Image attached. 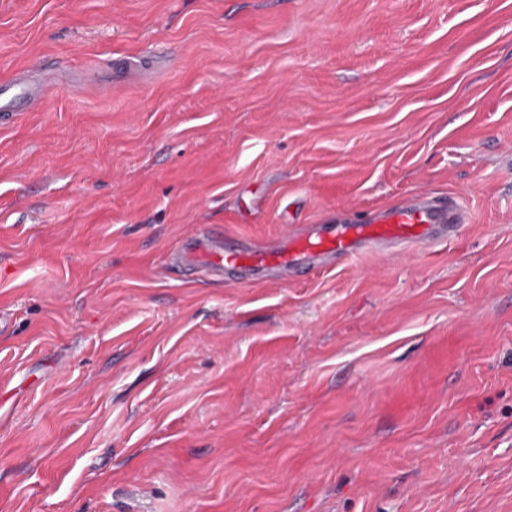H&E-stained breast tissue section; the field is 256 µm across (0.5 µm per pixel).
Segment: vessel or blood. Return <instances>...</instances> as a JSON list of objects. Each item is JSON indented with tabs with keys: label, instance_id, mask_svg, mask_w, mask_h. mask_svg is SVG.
<instances>
[{
	"label": "vessel or blood",
	"instance_id": "b4317fda",
	"mask_svg": "<svg viewBox=\"0 0 512 512\" xmlns=\"http://www.w3.org/2000/svg\"><path fill=\"white\" fill-rule=\"evenodd\" d=\"M34 71L37 81L22 74L0 86V110L27 111L59 82L54 70L38 65ZM470 221L469 210L457 200L439 202L421 194L364 222L304 225L300 233L286 236L273 248L230 245L222 233L199 231L182 239L169 260L182 275H229L241 285L263 279L285 281L300 273L333 269L338 261L363 252L386 253L449 240Z\"/></svg>",
	"mask_w": 512,
	"mask_h": 512
}]
</instances>
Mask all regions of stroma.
I'll return each instance as SVG.
<instances>
[{"instance_id":"obj_1","label":"stroma","mask_w":512,"mask_h":512,"mask_svg":"<svg viewBox=\"0 0 512 512\" xmlns=\"http://www.w3.org/2000/svg\"><path fill=\"white\" fill-rule=\"evenodd\" d=\"M0 512H512V0H0ZM450 241L240 286L416 194ZM34 71L38 76L37 83L31 82L25 72ZM59 82L56 71L33 64L22 71V75L14 77L10 84L0 86V111L26 112L33 108L38 100L45 98ZM470 222V211L456 199L439 202L420 194L364 222L304 224L300 233L287 235L274 248L240 241L229 246L222 233L198 231L182 239L169 260L181 275H230L241 285L263 279L288 281L300 273L333 269L338 261L363 252L386 253L449 240Z\"/></svg>"}]
</instances>
